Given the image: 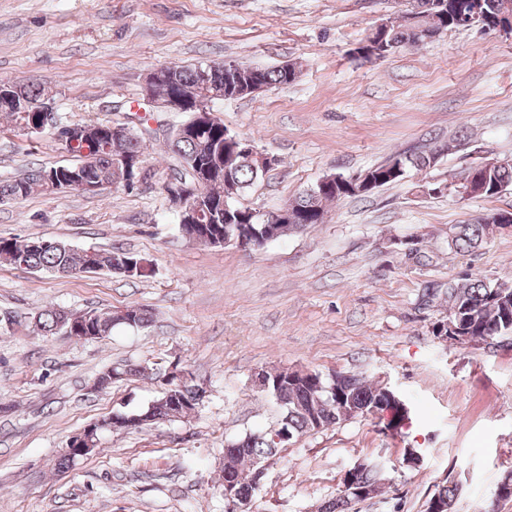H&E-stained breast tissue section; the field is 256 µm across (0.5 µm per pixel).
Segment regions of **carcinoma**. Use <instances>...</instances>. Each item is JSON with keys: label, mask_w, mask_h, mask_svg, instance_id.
Instances as JSON below:
<instances>
[{"label": "carcinoma", "mask_w": 512, "mask_h": 512, "mask_svg": "<svg viewBox=\"0 0 512 512\" xmlns=\"http://www.w3.org/2000/svg\"><path fill=\"white\" fill-rule=\"evenodd\" d=\"M502 0H481L480 20L483 26L490 28L496 25V19ZM413 9L431 21L437 27L448 31L461 27L463 17L473 9L471 0H415ZM372 42L377 50L392 53L407 45H417L420 40L412 28L403 22L394 24L387 22L384 29L374 34ZM299 71L295 65L286 63L277 67H242L229 66L224 71V98L238 99L251 95L249 87L254 82L269 87L286 85L298 78ZM182 95L195 97L202 91L199 66L179 67L176 81L162 78L153 83L150 94L155 99H164L172 90ZM16 94L29 99H38L49 94L48 87L42 84L23 83L17 85ZM75 157V161L66 165L50 168H30L23 174L0 181V200L23 199L34 193L47 194L49 190L43 182L45 176L76 174L85 179L109 180L117 186H124L123 179L114 171V156L110 142L104 138H90L75 147H65ZM173 152L178 159L202 157L210 152L215 162L225 170V179L216 181L210 189V200L221 205L224 198L241 197L256 181L263 178L264 173L257 165V160L248 154H242L224 146V126L213 125L196 136L177 141ZM442 150H414L393 155L385 161L365 169L368 177L375 183V189L399 182L412 170H422L435 165ZM470 172L476 173V179L484 185L481 197H492L501 189L512 186V165L499 166L491 164ZM370 193L361 190L359 185L348 184L336 190L320 194L304 193L292 201L299 212L306 215V221L316 224L324 219L327 207L333 202L346 199H361ZM240 223L252 225V230L259 244L277 240L292 232L290 225L257 224L252 219L250 207L239 205ZM448 250L457 254L472 252L479 248L489 236V225L478 221L468 224H457L450 229ZM140 258V255L123 250H100L85 248L78 250L58 240L20 241L15 237H0V265H15L28 270L51 274L71 275L84 272L92 265L98 273L126 275L119 268L123 258ZM448 298V309L459 319L464 333L472 336L485 334L512 333V280L502 283L496 280L463 277L448 285L444 292ZM98 336L105 337L112 329L123 325V321L133 322L135 327H144L151 322L150 312L137 306L126 308L125 316L117 312L94 313ZM36 326L45 336L59 332L72 336L67 331L66 311L55 307L42 310L36 317ZM123 376L145 375V371L132 365L108 367L98 373L96 380L99 390L105 391L112 385V372ZM351 384L342 395H333L325 390L320 391L313 386L290 384L280 390L279 398L282 414L277 427L288 428L291 436H299L315 432L311 419L317 413L324 427L357 417L365 416V411L377 405L382 395V387L368 380L363 374L350 376ZM183 403L176 407L164 401L160 395L147 406L134 411L136 415L149 414L159 420L171 421L177 418L190 402L196 400L197 391L194 383L184 385L179 391ZM237 454L229 456L224 466L238 479V494L243 501H249L255 494L251 484L252 472L257 464L272 462L277 456L281 444L274 442L273 434L267 431H256L231 443ZM360 498L352 495H339L329 499L318 508V512H353V506Z\"/></svg>", "instance_id": "1"}]
</instances>
